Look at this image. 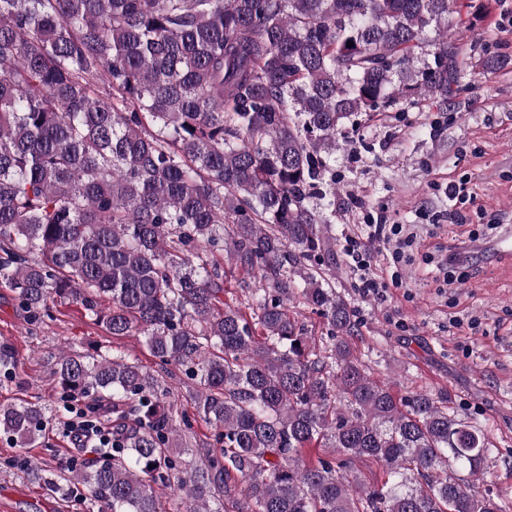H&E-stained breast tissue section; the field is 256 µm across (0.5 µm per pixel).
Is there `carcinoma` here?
<instances>
[{"mask_svg":"<svg viewBox=\"0 0 512 512\" xmlns=\"http://www.w3.org/2000/svg\"><path fill=\"white\" fill-rule=\"evenodd\" d=\"M456 3L0 0V282L33 320L63 299L143 334L221 444L193 463L137 361L64 352L63 405L5 403L0 433L34 447L74 399L120 423L99 460L68 479L31 460L32 480L63 496L77 481L110 512H162L156 485L178 512L217 493L237 512H512L454 474L493 453L477 422L361 369L317 203L351 117L459 91ZM221 254L265 283L242 307ZM296 303L340 340L314 351ZM16 367L0 340V377ZM311 447L335 458L310 463ZM363 459L382 484L359 486Z\"/></svg>","mask_w":512,"mask_h":512,"instance_id":"obj_1","label":"carcinoma"}]
</instances>
